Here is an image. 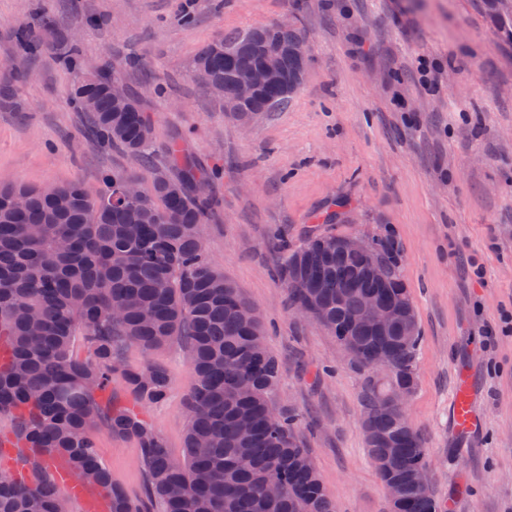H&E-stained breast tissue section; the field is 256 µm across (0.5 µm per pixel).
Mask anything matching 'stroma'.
<instances>
[{"mask_svg":"<svg viewBox=\"0 0 512 512\" xmlns=\"http://www.w3.org/2000/svg\"><path fill=\"white\" fill-rule=\"evenodd\" d=\"M185 4L0 0V73L24 74L18 110L0 109V185L78 183L94 194L103 172L138 167L101 152L71 108L85 70L47 50L32 65L18 50L15 30L41 7L57 20L44 43L74 38L85 60L113 64L142 99L154 151L145 182L175 172L173 146L208 174L217 205L203 250L256 309L281 364L272 403L299 414L298 438L337 512H391V503L362 430L366 374L329 329L298 314L277 275L319 214L333 215L338 236L389 233L399 246L422 336L407 413L425 439L441 512H512V42L490 27L483 0H195L190 25ZM287 21L306 38L304 84L249 126L225 118L193 76L197 53L225 34ZM423 65L434 84H422ZM117 359L112 396L125 403L123 370L167 369L166 399L141 416L181 456L192 383L184 347L122 342ZM465 369L482 419L468 436L449 417ZM95 439L113 481L143 495L136 441L104 426Z\"/></svg>","mask_w":512,"mask_h":512,"instance_id":"1","label":"stroma"}]
</instances>
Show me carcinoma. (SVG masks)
I'll list each match as a JSON object with an SVG mask.
<instances>
[{
	"label": "carcinoma",
	"instance_id": "1",
	"mask_svg": "<svg viewBox=\"0 0 512 512\" xmlns=\"http://www.w3.org/2000/svg\"><path fill=\"white\" fill-rule=\"evenodd\" d=\"M490 25L512 39V0H484ZM52 25L42 13L19 28L23 51L40 45V31ZM263 40L282 51L281 66L295 86L276 85L243 107L257 117L291 102L299 90L294 53L305 38L294 25L279 24L233 33L205 46L195 68L222 83L224 100L235 94L232 74L264 65L256 50ZM234 52L224 53V44ZM63 66H80L73 43L55 46ZM88 114L100 142L118 145L151 165L146 152L152 124L137 96L119 110L103 90L94 93ZM133 173L102 177L90 195L77 183L36 188L0 187V411L17 416L15 436L28 448L65 455L75 476L109 487L112 512H335V504L314 468L308 449L296 435L299 415L278 411L270 395L280 373L278 360L264 346L259 321H243L248 305L224 271L208 260L201 235L208 198L205 175L185 162L176 179L156 177L138 203L110 202ZM336 236L315 233L282 268L294 303L315 304L318 317L338 344L351 339L365 352L380 350L395 372L385 385L366 380L364 417L378 441L366 444L373 462L390 457L389 474L404 480L427 463V448L417 431H404L386 407L384 396L399 384L417 385V355L422 336H404V326L379 335L362 329L349 338L341 331L369 289L355 278L360 259L336 249H316ZM372 246L392 279L375 289L385 304L410 299L399 253L388 237ZM83 338L88 355L74 353ZM130 341L152 352L180 341L193 380L186 399L188 416L182 456L174 457L140 417L135 406L163 400L169 387L166 370L148 364L127 370L124 379L133 404L104 399L117 359L112 352ZM104 425L139 445L145 470V496L134 498L112 482L99 459L94 432ZM64 499L45 479L26 483L0 477V512H63ZM433 494H410L398 512H439Z\"/></svg>",
	"mask_w": 512,
	"mask_h": 512
}]
</instances>
